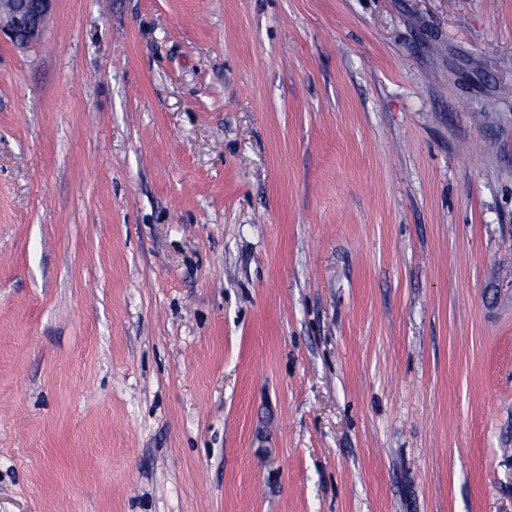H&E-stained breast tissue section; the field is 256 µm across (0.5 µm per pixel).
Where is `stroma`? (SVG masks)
<instances>
[{
	"instance_id": "1",
	"label": "stroma",
	"mask_w": 512,
	"mask_h": 512,
	"mask_svg": "<svg viewBox=\"0 0 512 512\" xmlns=\"http://www.w3.org/2000/svg\"><path fill=\"white\" fill-rule=\"evenodd\" d=\"M0 512H512V0L0 40Z\"/></svg>"
}]
</instances>
